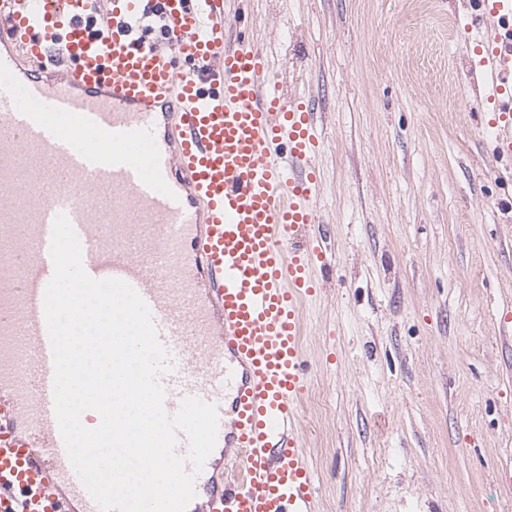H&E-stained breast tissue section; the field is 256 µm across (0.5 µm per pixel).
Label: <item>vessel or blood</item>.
I'll return each mask as SVG.
<instances>
[{"mask_svg":"<svg viewBox=\"0 0 512 512\" xmlns=\"http://www.w3.org/2000/svg\"><path fill=\"white\" fill-rule=\"evenodd\" d=\"M226 3L0 0V512H100L54 412L44 296L61 213L88 275L149 306L167 412L188 397L218 408L225 460L207 458L194 512H315L302 302L327 242L293 241L320 221L325 139ZM479 3L470 74L511 160L512 0ZM153 16L164 43L137 34Z\"/></svg>","mask_w":512,"mask_h":512,"instance_id":"obj_1","label":"vessel or blood"}]
</instances>
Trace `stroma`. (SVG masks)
Wrapping results in <instances>:
<instances>
[{
  "label": "stroma",
  "instance_id": "stroma-1",
  "mask_svg": "<svg viewBox=\"0 0 512 512\" xmlns=\"http://www.w3.org/2000/svg\"><path fill=\"white\" fill-rule=\"evenodd\" d=\"M308 88L333 272L303 313L317 512H512V167L475 107L477 0H240Z\"/></svg>",
  "mask_w": 512,
  "mask_h": 512
}]
</instances>
